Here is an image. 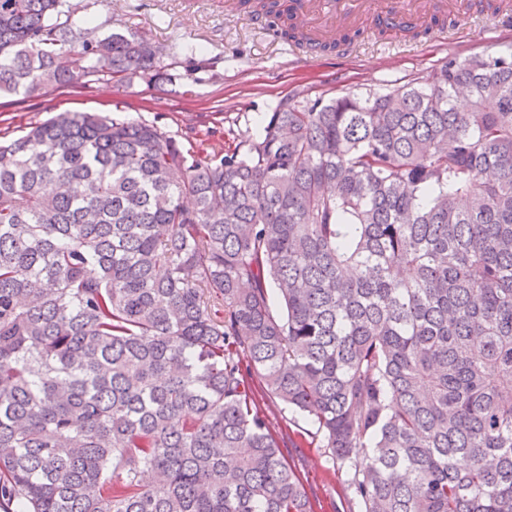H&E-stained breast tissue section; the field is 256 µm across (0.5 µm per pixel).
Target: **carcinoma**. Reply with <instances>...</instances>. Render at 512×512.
I'll return each instance as SVG.
<instances>
[{
	"label": "carcinoma",
	"instance_id": "carcinoma-1",
	"mask_svg": "<svg viewBox=\"0 0 512 512\" xmlns=\"http://www.w3.org/2000/svg\"><path fill=\"white\" fill-rule=\"evenodd\" d=\"M106 76L171 80L66 0H0V94ZM228 135L203 159L61 112L0 139V512H313L255 376L361 512H512V48Z\"/></svg>",
	"mask_w": 512,
	"mask_h": 512
}]
</instances>
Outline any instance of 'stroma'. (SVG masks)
Segmentation results:
<instances>
[{
	"mask_svg": "<svg viewBox=\"0 0 512 512\" xmlns=\"http://www.w3.org/2000/svg\"><path fill=\"white\" fill-rule=\"evenodd\" d=\"M75 18H91L102 34L133 31L158 47L200 49L203 69L188 72L184 56H163L175 81L149 84L134 78L101 80L82 87L47 90L38 96L0 95V133L26 127L64 111L100 112L153 124L203 157L224 152L226 121L258 128L296 87L312 95L403 85L426 76L448 56L468 57L512 45V13L466 17L446 35L372 36L341 55H308L273 32L226 12L224 0H67ZM272 432L316 512H359L350 473L323 448L315 428L300 413L266 403Z\"/></svg>",
	"mask_w": 512,
	"mask_h": 512,
	"instance_id": "1",
	"label": "stroma"
}]
</instances>
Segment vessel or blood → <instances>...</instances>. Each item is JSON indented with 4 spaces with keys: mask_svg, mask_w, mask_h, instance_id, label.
I'll list each match as a JSON object with an SVG mask.
<instances>
[{
    "mask_svg": "<svg viewBox=\"0 0 512 512\" xmlns=\"http://www.w3.org/2000/svg\"><path fill=\"white\" fill-rule=\"evenodd\" d=\"M447 7V0H377L372 10L380 25L396 30ZM365 8L366 0H298L297 21L313 40L338 41Z\"/></svg>",
    "mask_w": 512,
    "mask_h": 512,
    "instance_id": "vessel-or-blood-1",
    "label": "vessel or blood"
}]
</instances>
